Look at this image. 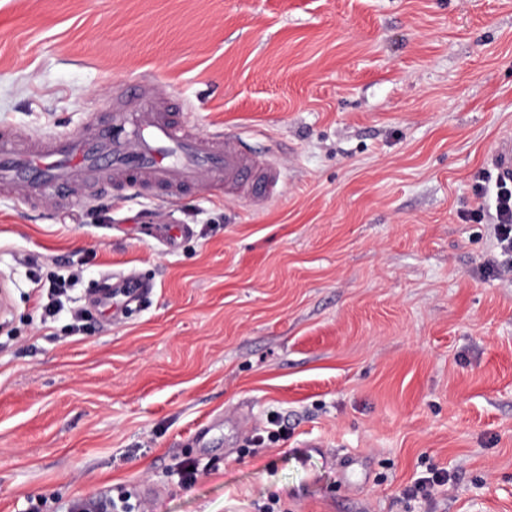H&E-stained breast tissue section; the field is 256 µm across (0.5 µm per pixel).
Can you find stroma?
Wrapping results in <instances>:
<instances>
[{
  "instance_id": "35a3bbf8",
  "label": "stroma",
  "mask_w": 512,
  "mask_h": 512,
  "mask_svg": "<svg viewBox=\"0 0 512 512\" xmlns=\"http://www.w3.org/2000/svg\"><path fill=\"white\" fill-rule=\"evenodd\" d=\"M145 74L278 194L0 198V512H512V0H0V123ZM113 274L154 288L108 320ZM493 166L499 182L512 180V138L503 137L492 154ZM496 234L504 254L512 257V188L511 184L501 183L497 192ZM67 280L65 277H57L50 281L48 288V302L42 305L44 320L54 319L61 311V305L55 297H59L66 291ZM137 504L129 503L125 497L114 500L111 496H93L74 502L70 512H135Z\"/></svg>"
}]
</instances>
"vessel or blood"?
Instances as JSON below:
<instances>
[{"label": "vessel or blood", "mask_w": 512, "mask_h": 512, "mask_svg": "<svg viewBox=\"0 0 512 512\" xmlns=\"http://www.w3.org/2000/svg\"><path fill=\"white\" fill-rule=\"evenodd\" d=\"M125 104L110 119L79 133L28 139L0 129V191L27 202L51 197L78 205L83 189L112 184L170 200L187 190L231 194L244 191L269 200L279 181L277 167L244 151L223 130H200L159 92L154 78L125 83ZM498 181L512 180V138L492 154Z\"/></svg>", "instance_id": "b4317fda"}]
</instances>
